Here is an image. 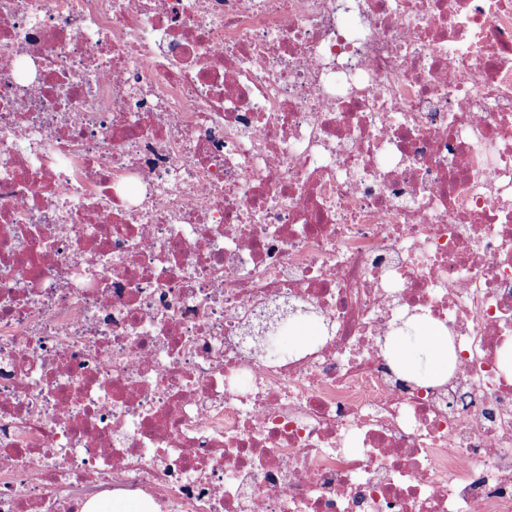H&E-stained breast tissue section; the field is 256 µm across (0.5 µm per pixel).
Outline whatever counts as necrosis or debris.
<instances>
[{
    "label": "necrosis or debris",
    "mask_w": 512,
    "mask_h": 512,
    "mask_svg": "<svg viewBox=\"0 0 512 512\" xmlns=\"http://www.w3.org/2000/svg\"><path fill=\"white\" fill-rule=\"evenodd\" d=\"M510 342L512 0H0V512H512ZM387 346L410 379L427 384L448 377V336L422 319L409 320L395 328ZM140 502L133 500L96 499L87 502L85 512H140Z\"/></svg>",
    "instance_id": "necrosis-or-debris-1"
}]
</instances>
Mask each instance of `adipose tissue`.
Returning a JSON list of instances; mask_svg holds the SVG:
<instances>
[{"instance_id": "1", "label": "adipose tissue", "mask_w": 512, "mask_h": 512, "mask_svg": "<svg viewBox=\"0 0 512 512\" xmlns=\"http://www.w3.org/2000/svg\"><path fill=\"white\" fill-rule=\"evenodd\" d=\"M387 346L410 379L426 384L447 378L448 338L423 320L413 319L395 329Z\"/></svg>"}]
</instances>
